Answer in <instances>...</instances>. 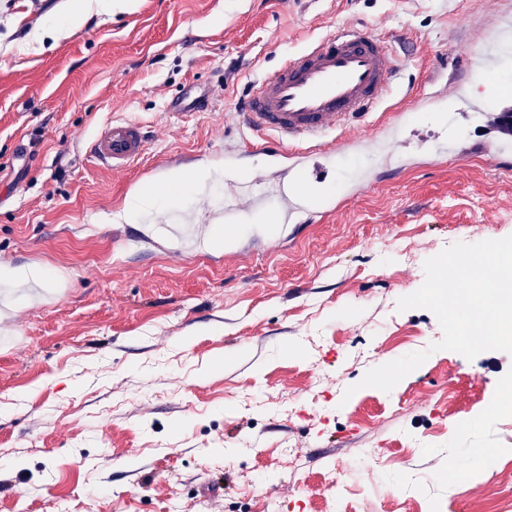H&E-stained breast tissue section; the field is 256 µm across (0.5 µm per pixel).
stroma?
Here are the masks:
<instances>
[{"mask_svg":"<svg viewBox=\"0 0 512 512\" xmlns=\"http://www.w3.org/2000/svg\"><path fill=\"white\" fill-rule=\"evenodd\" d=\"M69 4L0 0V267L43 275L0 276V512H512V423L483 405L512 355L430 352L391 392L358 386L440 339L432 312L397 307L428 258L512 235V134L493 126L512 0H132L33 41ZM345 23L410 51L369 117L310 145L318 220L228 247L148 240L173 213L211 223L225 169L265 174L240 96ZM184 96L206 105L169 112ZM113 119L148 133L114 171L87 157ZM190 166L212 169L204 186L114 223ZM452 457L463 481L437 480ZM168 189V183H160L151 185L131 195L125 202L121 218L128 223L136 222L145 209L153 205V201L156 198L168 193Z\"/></svg>","mask_w":512,"mask_h":512,"instance_id":"stroma-1","label":"stroma"}]
</instances>
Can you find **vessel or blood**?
<instances>
[{"instance_id":"1","label":"vessel or blood","mask_w":512,"mask_h":512,"mask_svg":"<svg viewBox=\"0 0 512 512\" xmlns=\"http://www.w3.org/2000/svg\"><path fill=\"white\" fill-rule=\"evenodd\" d=\"M403 64L392 40L349 24L309 41L271 76L254 82L244 100L243 121L276 166L265 182L233 177L224 195L225 217L247 210L270 217L274 228L301 223L312 211L306 143L369 115ZM146 149L143 127L132 120L106 123L90 142L93 162L112 170L131 166Z\"/></svg>"}]
</instances>
